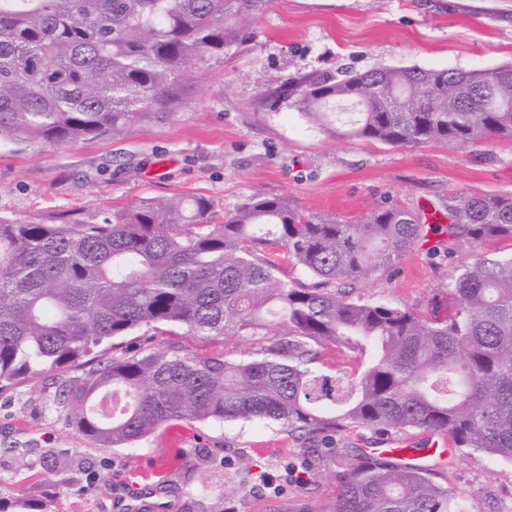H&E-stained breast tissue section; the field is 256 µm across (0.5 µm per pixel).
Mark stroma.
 Masks as SVG:
<instances>
[{
	"instance_id": "stroma-1",
	"label": "stroma",
	"mask_w": 512,
	"mask_h": 512,
	"mask_svg": "<svg viewBox=\"0 0 512 512\" xmlns=\"http://www.w3.org/2000/svg\"><path fill=\"white\" fill-rule=\"evenodd\" d=\"M512 64V0H269L249 40L197 77L187 104L123 138L41 149L0 144V216L50 223L72 211L107 213L146 197L202 196L219 213L249 198L362 216L385 198L442 207L449 196L512 195V141L464 148L352 140L341 121L309 124L293 103L272 109L265 80L380 67L494 69ZM452 272L426 247L354 296L421 311ZM184 356L249 360V336H190L165 325L117 338ZM49 376L0 392V505L50 499L56 512H327L346 464L374 431L352 426L308 439L281 422L177 421L103 448L53 405ZM431 466L475 512H512V462L447 447Z\"/></svg>"
}]
</instances>
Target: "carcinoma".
I'll return each instance as SVG.
<instances>
[{
	"mask_svg": "<svg viewBox=\"0 0 512 512\" xmlns=\"http://www.w3.org/2000/svg\"><path fill=\"white\" fill-rule=\"evenodd\" d=\"M267 3L0 0V143L116 140L175 115L184 74L223 62ZM292 93L315 123L356 104L346 135L383 145L512 139V65L309 76ZM444 210L448 223L428 224L388 200L338 219L250 198L221 221L193 196L52 224L0 217V390L53 374L57 412L103 448L173 421L259 418L311 438L352 425L440 432L512 462V254L467 253L512 240V196L450 197ZM271 227L309 282L268 260ZM432 234L431 253L459 257L445 305L425 312L348 290ZM166 324L269 344L238 362L152 351L69 372L117 337ZM329 344L351 355L352 373L311 370ZM435 476L420 464H348L330 512H467Z\"/></svg>",
	"mask_w": 512,
	"mask_h": 512,
	"instance_id": "carcinoma-1",
	"label": "carcinoma"
}]
</instances>
